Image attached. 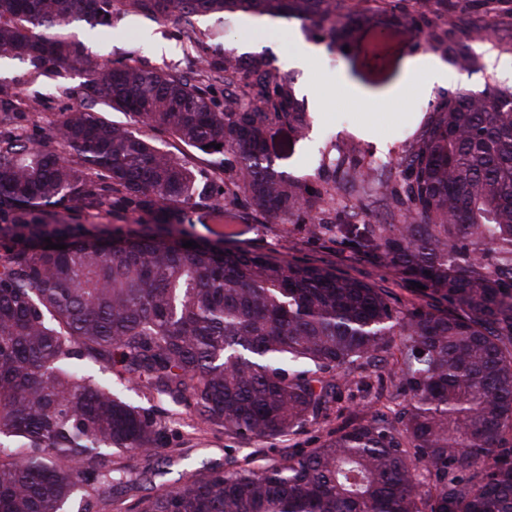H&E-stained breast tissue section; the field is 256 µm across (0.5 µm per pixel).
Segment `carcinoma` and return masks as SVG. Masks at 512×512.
<instances>
[{"instance_id": "carcinoma-1", "label": "carcinoma", "mask_w": 512, "mask_h": 512, "mask_svg": "<svg viewBox=\"0 0 512 512\" xmlns=\"http://www.w3.org/2000/svg\"><path fill=\"white\" fill-rule=\"evenodd\" d=\"M238 13L295 20L330 50L361 23L349 0H0V69L83 76L61 88L71 104L46 113L34 99L26 116L16 78L0 76V512H71L77 498V512H512V87L448 92L380 166L340 141L294 177L267 135L285 126L297 144L309 115L265 56L209 46L202 83L104 59L74 33L110 35L133 15L201 46L198 17ZM402 23L459 70L482 68L470 41L483 26L448 0H417ZM373 187L384 221L336 229V199ZM200 208L339 232L448 308L403 309L328 266L228 249V233L197 238L184 225ZM92 212L149 232L104 243L64 218ZM381 360L368 405L317 447L173 487L149 477L179 453L166 418L122 391L135 383L259 442L329 416L348 370Z\"/></svg>"}]
</instances>
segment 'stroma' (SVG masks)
I'll return each instance as SVG.
<instances>
[{
  "label": "stroma",
  "mask_w": 512,
  "mask_h": 512,
  "mask_svg": "<svg viewBox=\"0 0 512 512\" xmlns=\"http://www.w3.org/2000/svg\"><path fill=\"white\" fill-rule=\"evenodd\" d=\"M455 14L462 18L485 19L486 28L473 49L485 66L470 73L467 83H460L456 67L448 69V84L426 98H398L394 91L401 85L415 59L433 55L448 60L444 49L432 47L424 35L400 26V9L392 0H358L357 10L367 16L358 26L347 52L322 51L306 65L286 70L294 81L298 97L304 98L315 120L309 139L296 149L288 147V131L273 130L268 145L281 170L301 176L316 172L321 155L331 143L352 141L365 151L367 160L385 162L398 155L404 134L415 133L427 121L433 108L447 90L460 86L476 90L485 82L512 83V55L498 47L500 28L512 24V0L489 4L488 0H450ZM103 58L149 65L178 71H202L205 64L199 50L180 42L171 21L152 22L130 16L121 18L112 38L96 47ZM374 120H367V113ZM233 236L230 248L251 249L283 256L298 264L331 266L342 274L357 277L386 288L398 306L421 302L411 283L380 263L360 258L340 245L311 237L299 231H284L271 224H259L250 216L230 222ZM136 404L168 415V434L185 440L181 460L166 467L156 484H173L180 475L205 468L223 469L226 455L245 456L250 445L239 439L199 427L190 430L182 419V409L172 402L144 397L130 390Z\"/></svg>",
  "instance_id": "obj_1"
}]
</instances>
